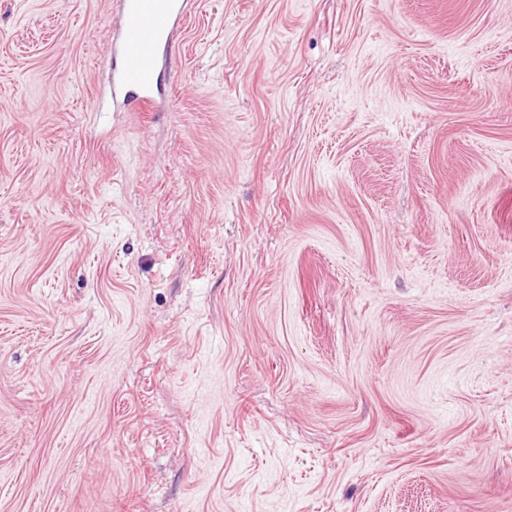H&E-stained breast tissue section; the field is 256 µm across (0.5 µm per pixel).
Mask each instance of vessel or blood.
I'll return each instance as SVG.
<instances>
[{"instance_id":"1","label":"vessel or blood","mask_w":512,"mask_h":512,"mask_svg":"<svg viewBox=\"0 0 512 512\" xmlns=\"http://www.w3.org/2000/svg\"><path fill=\"white\" fill-rule=\"evenodd\" d=\"M187 8L188 0H123L116 81L139 111L157 107V52L171 44Z\"/></svg>"}]
</instances>
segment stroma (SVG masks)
<instances>
[{
  "label": "stroma",
  "instance_id": "35a3bbf8",
  "mask_svg": "<svg viewBox=\"0 0 512 512\" xmlns=\"http://www.w3.org/2000/svg\"><path fill=\"white\" fill-rule=\"evenodd\" d=\"M0 0V512H512V0ZM187 8L188 0H123L116 81L124 100L141 112L157 108V52L169 47Z\"/></svg>",
  "mask_w": 512,
  "mask_h": 512
}]
</instances>
